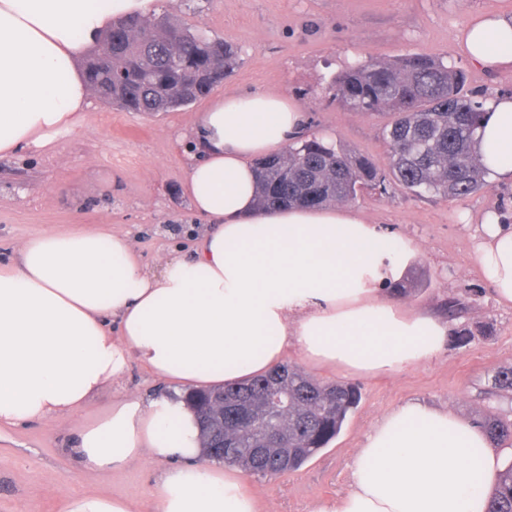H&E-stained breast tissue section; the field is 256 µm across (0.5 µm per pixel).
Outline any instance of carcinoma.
<instances>
[{
  "instance_id": "1",
  "label": "carcinoma",
  "mask_w": 512,
  "mask_h": 512,
  "mask_svg": "<svg viewBox=\"0 0 512 512\" xmlns=\"http://www.w3.org/2000/svg\"><path fill=\"white\" fill-rule=\"evenodd\" d=\"M102 39L111 50H92L84 60L87 84L98 97L125 112L159 114L187 107L224 83L236 62L233 46L202 27L130 17L114 22ZM464 73L444 62L413 55L393 62L365 61L345 68L330 92L353 112H387L383 137L390 150L384 172L368 157L315 139L301 140L256 163L259 207H320L356 199L365 188L395 181L414 195L464 198L480 191L488 172L477 149L482 105L463 93ZM496 396L512 399V368L497 372ZM288 394L278 415L283 441L230 414L246 408L253 421L267 416L265 396ZM361 399L358 387L319 382L281 364L263 377L198 394L189 393L199 421L224 410V462L249 475L274 477L298 470L340 433ZM480 424L497 443L512 441V419L486 413ZM489 512H512V465L491 495Z\"/></svg>"
}]
</instances>
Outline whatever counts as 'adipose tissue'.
<instances>
[{"label":"adipose tissue","mask_w":512,"mask_h":512,"mask_svg":"<svg viewBox=\"0 0 512 512\" xmlns=\"http://www.w3.org/2000/svg\"><path fill=\"white\" fill-rule=\"evenodd\" d=\"M154 0H0V155L53 149L86 119L76 66L113 20ZM457 39L469 61L512 71V17L473 16ZM301 105L263 92L220 97L194 129L198 161L185 190L207 217L197 244L160 271L132 239L97 229L46 231L0 265V427L72 417V454L95 477L163 463L156 512H261L232 465L201 463L200 427L183 395L264 373L297 351L318 369L393 375L432 359L448 327L403 306L417 251L347 206L263 211L256 158L304 136ZM480 152L512 182V97L493 102ZM476 260L500 305L512 306V225L483 219ZM138 362L162 392L125 393L100 414L94 398ZM512 448L451 411L405 403L373 424L350 464L349 488L312 512H488Z\"/></svg>","instance_id":"obj_1"}]
</instances>
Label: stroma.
Returning <instances> with one entry per match:
<instances>
[{
    "mask_svg": "<svg viewBox=\"0 0 512 512\" xmlns=\"http://www.w3.org/2000/svg\"><path fill=\"white\" fill-rule=\"evenodd\" d=\"M184 25H200L237 52L233 73L178 112H122L91 96L85 122L61 133L55 148L0 157V263L48 230L98 229L128 234L139 261L158 269L175 249L192 250L201 222L183 193L193 149L191 130L215 98L262 91L293 97L306 130L389 168L383 115L353 112L328 85L349 63L409 54L464 71L466 95L491 103L512 95V72L472 67L457 31L480 12L512 16V0H159ZM354 209L399 245L419 251L404 280L407 307L443 316L457 298L461 317L434 359L399 374L358 379L362 398L340 434L298 470L276 478L245 476L263 512H309L348 488V463L365 431L409 400L471 420L512 409L492 397L497 371L512 367V308L497 304L475 248L482 219L512 217V184L488 182L465 198L412 196L397 183L359 192ZM467 343H459V336ZM75 422L58 418L0 428V512H62L71 493L119 496L136 512H156L158 464L142 460L90 477L69 450Z\"/></svg>",
    "mask_w": 512,
    "mask_h": 512,
    "instance_id": "stroma-1",
    "label": "stroma"
}]
</instances>
